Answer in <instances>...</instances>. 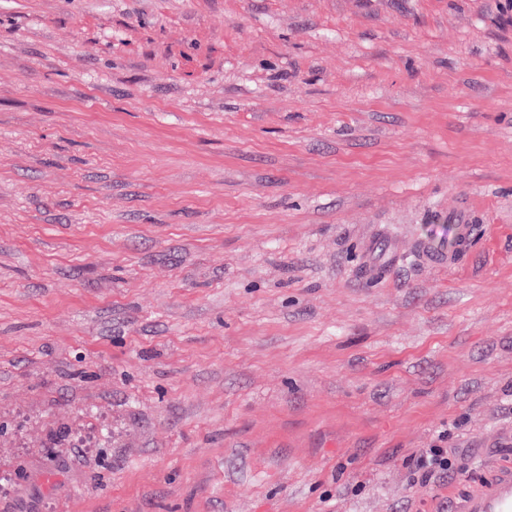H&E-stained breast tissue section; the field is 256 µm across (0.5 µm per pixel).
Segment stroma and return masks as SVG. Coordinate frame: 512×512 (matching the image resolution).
<instances>
[{
    "mask_svg": "<svg viewBox=\"0 0 512 512\" xmlns=\"http://www.w3.org/2000/svg\"><path fill=\"white\" fill-rule=\"evenodd\" d=\"M505 475L499 0H0V512H466ZM474 224H456L454 241L451 248V242L447 245L424 244L421 247L422 257L432 265L444 266L456 263L459 258L468 251L473 240ZM407 461L413 466L414 475L423 482L456 469L457 462L448 448H423L412 454Z\"/></svg>",
    "mask_w": 512,
    "mask_h": 512,
    "instance_id": "1",
    "label": "stroma"
}]
</instances>
